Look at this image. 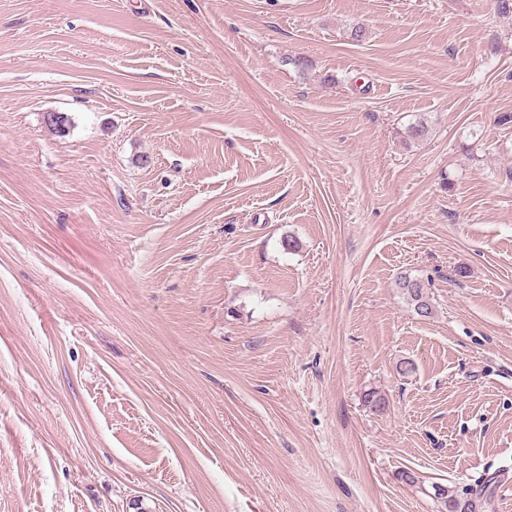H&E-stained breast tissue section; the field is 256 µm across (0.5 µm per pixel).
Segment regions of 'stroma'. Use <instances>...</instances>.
<instances>
[{
    "instance_id": "1",
    "label": "stroma",
    "mask_w": 512,
    "mask_h": 512,
    "mask_svg": "<svg viewBox=\"0 0 512 512\" xmlns=\"http://www.w3.org/2000/svg\"><path fill=\"white\" fill-rule=\"evenodd\" d=\"M501 469L512 0H0V512H441ZM396 284L402 290V294L414 312L421 318H429L433 315V304L427 293L425 283L410 276H400Z\"/></svg>"
}]
</instances>
